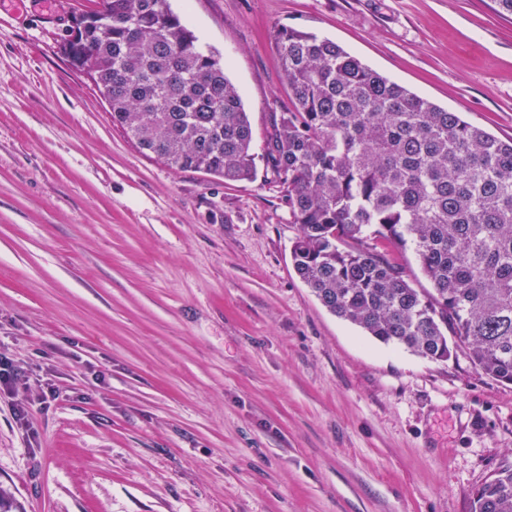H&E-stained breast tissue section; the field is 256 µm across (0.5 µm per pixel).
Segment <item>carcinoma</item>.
Wrapping results in <instances>:
<instances>
[{"mask_svg": "<svg viewBox=\"0 0 512 512\" xmlns=\"http://www.w3.org/2000/svg\"><path fill=\"white\" fill-rule=\"evenodd\" d=\"M72 64L112 124L175 171L256 174L242 91L168 0H99L72 18ZM291 107L263 159L299 234L294 269L333 315L431 361L463 355L512 384V138L466 122L335 42L282 27ZM410 247L433 291L390 251ZM472 512H512V467L472 492Z\"/></svg>", "mask_w": 512, "mask_h": 512, "instance_id": "cac0c4a2", "label": "carcinoma"}]
</instances>
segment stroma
<instances>
[{
    "label": "stroma",
    "mask_w": 512,
    "mask_h": 512,
    "mask_svg": "<svg viewBox=\"0 0 512 512\" xmlns=\"http://www.w3.org/2000/svg\"><path fill=\"white\" fill-rule=\"evenodd\" d=\"M95 0H0V346L57 399L0 394V488L23 512H471L512 465V386L330 313L261 159L290 107L275 33L329 38L512 137L494 0H170L243 93L257 176L177 172L113 126L62 52ZM44 385L46 386L42 387L41 385L40 389L31 391V393H29L26 396L24 402L16 406L15 415L20 423H25L24 420L26 419L28 413L27 409L29 406H33L35 404H39L40 406L45 405L47 403L48 398L53 397L55 395L54 389L51 388V386H49L48 383ZM45 388L46 391L44 390Z\"/></svg>",
    "instance_id": "stroma-1"
}]
</instances>
